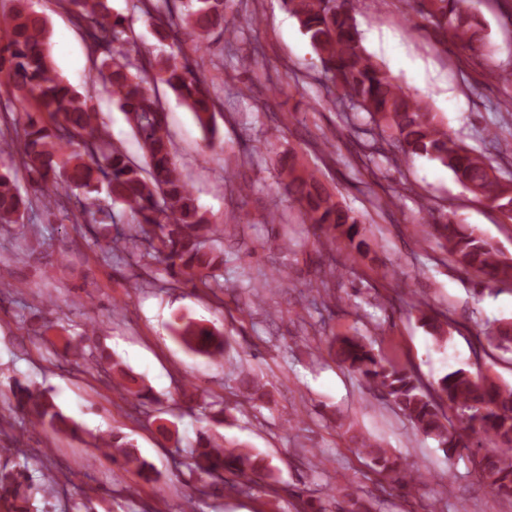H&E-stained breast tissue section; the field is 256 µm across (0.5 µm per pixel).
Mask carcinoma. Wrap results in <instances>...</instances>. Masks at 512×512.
<instances>
[{
  "instance_id": "obj_1",
  "label": "carcinoma",
  "mask_w": 512,
  "mask_h": 512,
  "mask_svg": "<svg viewBox=\"0 0 512 512\" xmlns=\"http://www.w3.org/2000/svg\"><path fill=\"white\" fill-rule=\"evenodd\" d=\"M64 2L89 43L94 82L124 113L144 162L133 160L112 144L86 98L58 76L51 60L48 19L28 7V0H13L9 13L0 16V28L8 34L6 44L0 46V82L12 95L10 112H23L26 121L17 160L12 168L0 171V224L18 223L35 206L47 212L58 207L71 214H88L96 207L103 214L101 223L112 224V212L97 207V194L104 190L135 218L115 245L126 252L129 266L141 268L150 258L164 264L174 284L222 287L224 249L217 242L224 238V229L209 223L179 172L156 85L166 86L194 113L205 145L212 146L218 134V97L199 65L188 58L178 33L189 29L204 37L220 29L232 35L224 27L228 0H138L141 11L156 21L160 39L170 41V51L153 59L141 53L126 18L111 13L107 0ZM349 2L282 0L319 56L328 80L327 94L367 113L388 133V144L398 153L438 161L474 198L512 214V178L501 175L505 154L478 153L449 134L422 100L367 55ZM412 2L440 43L451 42L472 53L483 47L482 23L467 0ZM21 171L35 186L36 196L20 192ZM280 177L304 222L328 234L338 232L354 239L356 219L333 199L318 171L292 155L281 165ZM429 227L453 261L477 273L486 286L512 284V262L505 261L499 249L475 228L449 219L433 220ZM422 321L436 343L446 340L438 316L424 312ZM174 331L195 352L209 357L224 352L226 340L215 329L181 317ZM95 333V329L86 330L75 339H65L61 357L79 364L85 348L93 347ZM484 335L498 348L512 350L511 321L487 326ZM328 349L338 365L358 375L368 391L395 406L418 434L436 441L447 456L470 448V436L477 435L488 450L473 460L475 470L496 494L512 497L511 385L479 380L456 369L430 389L411 370L384 362L360 336H334ZM95 359L115 370L113 387L119 397L148 398L137 379L110 355L99 349ZM240 384L248 399L266 395L265 385L250 371L242 372ZM11 393L14 408L30 425L82 436V428L59 411L47 394L19 381ZM351 442L382 480L413 488L427 483L426 477L404 469L397 457L370 437L353 435ZM98 443L106 445L105 454L123 470L133 471L146 483L159 481L155 467L120 433L102 435ZM191 469L209 487L208 494L214 495L224 485L225 473L242 479L238 483L242 487L269 470V463L247 450L224 446L222 438L206 428L198 432ZM31 481L26 463L14 473L0 472V499L13 500V512H32ZM342 498L345 512H375L374 502L356 493L345 490Z\"/></svg>"
}]
</instances>
